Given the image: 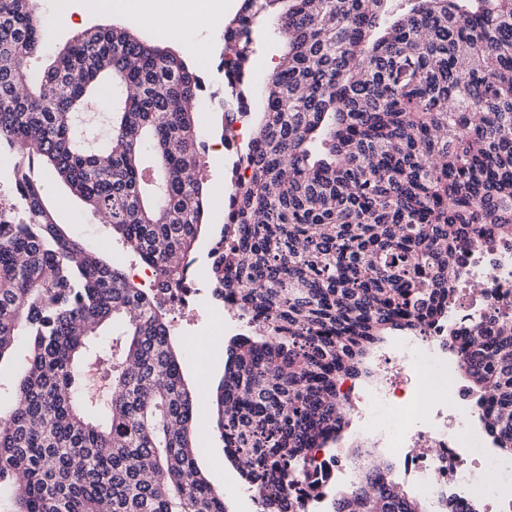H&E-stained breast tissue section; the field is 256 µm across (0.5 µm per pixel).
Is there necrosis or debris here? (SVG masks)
Wrapping results in <instances>:
<instances>
[{"label": "necrosis or debris", "instance_id": "necrosis-or-debris-1", "mask_svg": "<svg viewBox=\"0 0 512 512\" xmlns=\"http://www.w3.org/2000/svg\"><path fill=\"white\" fill-rule=\"evenodd\" d=\"M461 295L447 319L419 342L384 354L378 388L357 393L352 380L341 392L356 396L360 417L375 442L402 459V476L422 493L430 512H512V494L499 491L512 460L498 457L486 433L473 426V394L453 382L443 347L449 331L466 334L490 304L512 303V250L481 252L466 259ZM314 489L295 487L301 512H325L338 487L354 481L355 464L340 448H316L307 464Z\"/></svg>", "mask_w": 512, "mask_h": 512}]
</instances>
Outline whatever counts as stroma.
<instances>
[{"label": "stroma", "instance_id": "1", "mask_svg": "<svg viewBox=\"0 0 512 512\" xmlns=\"http://www.w3.org/2000/svg\"><path fill=\"white\" fill-rule=\"evenodd\" d=\"M98 0H76L77 11L71 22L64 23L58 18L59 0H39L40 13L45 25V49L54 54L71 37L84 29L101 26H118L134 30L148 41H156L172 46L180 56L191 60L199 69L205 89L198 114L202 139H210L216 123L214 112L210 110V98L224 93V74L219 67L220 54L224 42L226 14L215 7H208L202 34H189L184 42L173 43L166 29L152 27L125 14H108L97 5ZM281 39L273 29L259 31L253 44L251 79L254 84H262L281 54ZM232 151H225L221 163L208 164L204 171L207 192L212 200L207 213L208 223L220 225L224 222V206L220 199L228 187ZM43 192L52 205L59 223L67 225L74 235L86 240L104 258L120 262L124 266L134 265L135 259L123 247L109 226L101 224L96 217L79 201L70 197L52 178H44ZM206 256H199L195 266L194 280L201 287L195 303L173 325L184 377L193 394L204 400H211L219 380L224 374V353L216 351L208 362H200L194 357L187 344L193 337H208L211 326L219 315L222 306L211 296L208 288ZM195 437L199 448L197 459L201 469L211 482L223 489L231 512H255L248 500L244 482L237 471L224 458L223 443L216 428L215 417L211 412L200 414L195 423Z\"/></svg>", "mask_w": 512, "mask_h": 512}]
</instances>
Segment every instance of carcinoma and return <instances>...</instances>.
I'll return each mask as SVG.
<instances>
[{"label":"carcinoma","mask_w":512,"mask_h":512,"mask_svg":"<svg viewBox=\"0 0 512 512\" xmlns=\"http://www.w3.org/2000/svg\"><path fill=\"white\" fill-rule=\"evenodd\" d=\"M283 43L262 86L249 61ZM37 0H0V362L28 366L0 415V512H225L202 473L165 300L55 220L48 174L179 288L205 232L197 68L128 28L75 34L49 64ZM219 140L235 145L212 298L236 307L216 393L224 456L263 512H299L312 448L348 426L336 380L369 374L388 332L424 336L458 300L460 255L512 249V0H243L224 24ZM127 90L102 101L108 78ZM106 116L102 138L86 127ZM118 330L110 398L84 397L95 337ZM448 353L477 418L512 456V307ZM329 512H426L390 462L360 468ZM251 79L254 84L263 83L281 54L282 44L272 27L261 29L253 44Z\"/></svg>","instance_id":"1"}]
</instances>
